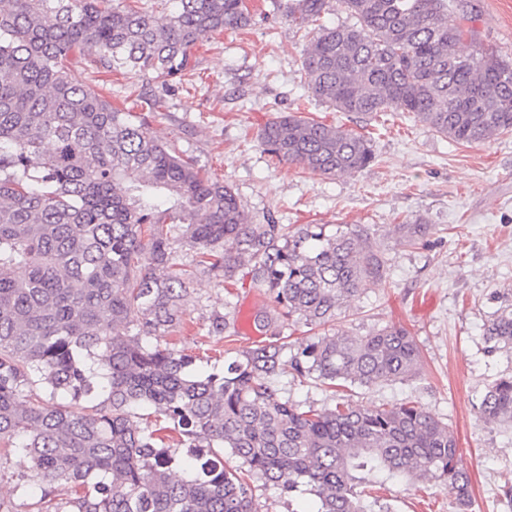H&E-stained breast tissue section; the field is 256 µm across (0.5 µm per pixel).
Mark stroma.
Wrapping results in <instances>:
<instances>
[{"mask_svg": "<svg viewBox=\"0 0 512 512\" xmlns=\"http://www.w3.org/2000/svg\"><path fill=\"white\" fill-rule=\"evenodd\" d=\"M471 27L483 47L512 58V0H466ZM257 12L244 30H227L194 50V74L178 83L157 75L98 74L76 65L79 82L107 87L115 104L147 88L165 105L151 120L154 136L198 159L224 179L257 224H368L388 260L381 284L344 306L333 331L365 336L390 324L408 329L421 353L410 379L334 390L296 376L289 361L313 333L283 320V365L276 379L283 396L301 410H321L338 399L363 409L405 403L422 408L454 431L472 477L469 512H512L505 490L512 483V427L487 423L478 405L486 388L512 376V350L486 352L484 327L512 305V132L479 145L437 136L411 114L366 118L309 100L300 57L304 31L289 25L273 0H247ZM280 112H299L328 124L371 135L374 163L355 175L326 178L273 161L257 139ZM424 219L432 234L410 247L391 235L392 225ZM262 286L247 282L226 291L224 279L197 273L186 305L185 327L158 343L195 356L201 373L223 368L240 352L271 342L255 316L272 309ZM231 328L210 334L215 316ZM28 461L0 454V496L18 512H35ZM259 512H317L314 496L287 497L263 480L252 482ZM374 496L391 512H456L451 486L389 481Z\"/></svg>", "mask_w": 512, "mask_h": 512, "instance_id": "obj_1", "label": "stroma"}]
</instances>
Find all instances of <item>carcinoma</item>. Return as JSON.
<instances>
[{"instance_id":"cac0c4a2","label":"carcinoma","mask_w":512,"mask_h":512,"mask_svg":"<svg viewBox=\"0 0 512 512\" xmlns=\"http://www.w3.org/2000/svg\"><path fill=\"white\" fill-rule=\"evenodd\" d=\"M135 0H0V447L30 459L41 506L55 512H257L250 481L315 496L318 512H368L358 486L471 479L448 425L401 405L363 411L347 401L302 411L273 380L282 346L263 345L198 374L192 357L154 345L181 324L197 268L235 288L250 278L280 309L256 316L326 326L379 285L387 260L367 224H253L226 182L150 130L162 98L134 112L74 76L184 80L206 37L252 25L245 0H171L162 14ZM351 25L320 23L330 0H287L310 35L300 58L308 96L366 117L409 112L459 144L512 132V59L451 23L458 0H339ZM258 139L279 163L327 177L375 160L372 139L342 125L282 114ZM421 220L393 233L416 246ZM485 351L512 347V308L484 328ZM420 350L402 326L364 337L316 336L290 360L331 388L407 380ZM41 386L46 409L31 389ZM154 410L142 428L136 411ZM489 423H512V376L486 389ZM188 448L184 472L165 447ZM228 448L235 469L200 452Z\"/></svg>"}]
</instances>
